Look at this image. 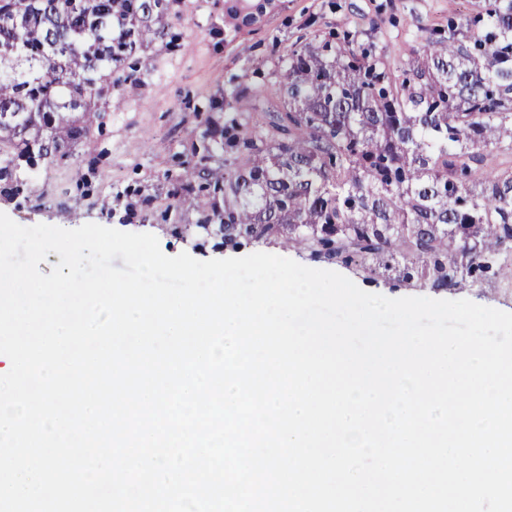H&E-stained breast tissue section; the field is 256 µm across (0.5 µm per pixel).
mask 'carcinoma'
Here are the masks:
<instances>
[{"label":"carcinoma","instance_id":"obj_1","mask_svg":"<svg viewBox=\"0 0 512 512\" xmlns=\"http://www.w3.org/2000/svg\"><path fill=\"white\" fill-rule=\"evenodd\" d=\"M183 0H0V200L72 156L132 93L131 53L168 40ZM265 0H227L230 15ZM279 80L209 101L200 138L166 175L174 235L280 243L432 289L503 271L512 248V0H484L391 62L330 32L277 62Z\"/></svg>","mask_w":512,"mask_h":512}]
</instances>
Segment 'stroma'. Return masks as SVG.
Wrapping results in <instances>:
<instances>
[{
	"label": "stroma",
	"instance_id": "obj_1",
	"mask_svg": "<svg viewBox=\"0 0 512 512\" xmlns=\"http://www.w3.org/2000/svg\"><path fill=\"white\" fill-rule=\"evenodd\" d=\"M482 0H276L274 11L258 26L230 33L224 17V0H184L181 16L173 22L174 46L158 44L136 50L135 76L139 82L131 95H113L102 130L84 140L75 154L39 171L29 201L0 202V212L16 223H44L75 229L96 223L125 232L151 233L164 254L189 253L208 260L266 252L312 266L307 253L278 244H247L235 250L224 247L219 236L188 233L173 235L168 225L149 218L129 219L124 204L127 190L142 187L151 197L152 212L165 208V172H177L184 144L201 133L196 108L223 96L226 88L243 93L236 106L250 108L248 89L277 80L275 64L292 44L315 35L345 30L372 33L385 57L407 55L417 38L446 28L449 16L465 18ZM97 159L91 196L76 188L88 159ZM110 198L111 211L96 200ZM340 274L361 289L390 298L424 296L433 299H468L477 304L512 312V276L495 275L453 288H421L397 281L394 274L367 276L351 267Z\"/></svg>",
	"mask_w": 512,
	"mask_h": 512
}]
</instances>
